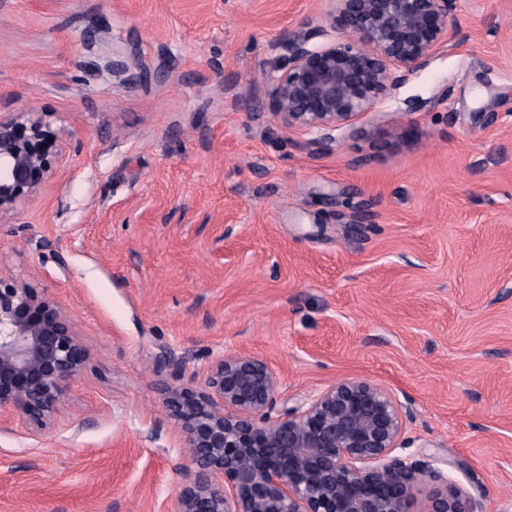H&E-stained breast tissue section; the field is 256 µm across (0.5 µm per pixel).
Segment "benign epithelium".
Here are the masks:
<instances>
[{"label":"benign epithelium","mask_w":512,"mask_h":512,"mask_svg":"<svg viewBox=\"0 0 512 512\" xmlns=\"http://www.w3.org/2000/svg\"><path fill=\"white\" fill-rule=\"evenodd\" d=\"M456 0H330V27L281 38L269 90L272 112L317 134L321 148L352 127L448 42ZM38 119L0 117V218L52 177L59 145ZM89 351L67 310L47 291L0 276V419L39 431L54 426L61 397ZM280 380L261 358L213 362L204 388H165L163 404L189 449L191 479L174 512H412L416 491L434 482L424 512H483L445 468L454 459L395 454L403 404L368 381L334 383L300 404L278 405Z\"/></svg>","instance_id":"1"}]
</instances>
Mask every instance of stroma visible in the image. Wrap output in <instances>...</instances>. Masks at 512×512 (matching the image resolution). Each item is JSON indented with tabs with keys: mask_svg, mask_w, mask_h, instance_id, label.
Returning a JSON list of instances; mask_svg holds the SVG:
<instances>
[{
	"mask_svg": "<svg viewBox=\"0 0 512 512\" xmlns=\"http://www.w3.org/2000/svg\"><path fill=\"white\" fill-rule=\"evenodd\" d=\"M328 9L0 0V114L62 149L0 218V274L90 352L53 428L0 423V512H172L191 471L161 388L237 354L286 401L387 388L409 453L512 512V0H457L427 66L320 149L268 91Z\"/></svg>",
	"mask_w": 512,
	"mask_h": 512,
	"instance_id": "35a3bbf8",
	"label": "stroma"
}]
</instances>
